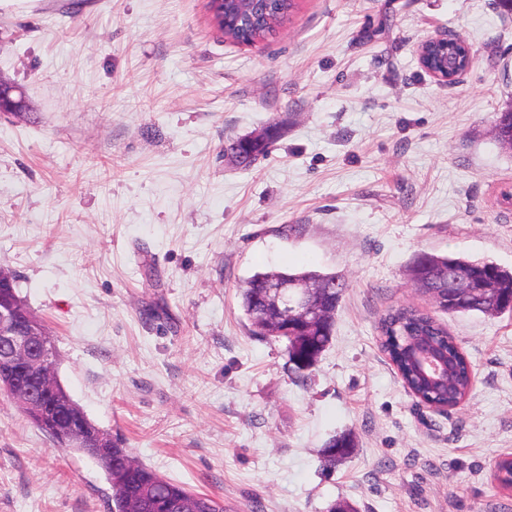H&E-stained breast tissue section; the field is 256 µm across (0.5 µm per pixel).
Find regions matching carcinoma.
Instances as JSON below:
<instances>
[{"mask_svg":"<svg viewBox=\"0 0 512 512\" xmlns=\"http://www.w3.org/2000/svg\"><path fill=\"white\" fill-rule=\"evenodd\" d=\"M294 8V0H281L276 11L262 20L238 27L231 23L222 28L225 38L236 44L256 43L274 36ZM495 127L498 129L497 141L506 150L512 149V105L499 113ZM280 137V132L270 129L261 141L240 143L232 142L245 151L238 165L247 168L256 160L268 155L273 143ZM456 276H472L480 280H490L496 289L489 295L477 293L462 302L447 305L440 297L448 293L452 280ZM278 277L290 282L312 281L329 282L336 279L334 274L318 271H267L257 272L250 277L241 289V307L248 320L252 334L265 336L260 328L266 314V299L269 292V279ZM411 280L416 288L429 294L438 308L450 315H467L481 313L495 315L512 312V271L488 260H468L451 256L423 254L413 263ZM345 284L333 288L326 299L330 311L323 324L315 329L304 330L293 325L291 334L285 337L288 357L296 356L299 360L315 364L329 345L334 331V315L339 305ZM382 347L396 367L407 389L421 401L454 408L469 395L471 382L470 366L466 355L458 346L448 330L431 315L419 309L406 307L389 311L380 323ZM419 337L427 349L438 353L446 352L451 359L448 391L433 397L428 396L418 377L413 373L409 362L410 340ZM356 448L355 436L351 433L334 437L326 444L327 462L333 464L336 459L350 455ZM97 465L103 471H112V500L109 512H125V497L139 498L147 507V512H170L167 504L191 495L194 497L196 512H228L224 502L204 493H195L183 484L171 481L155 470L137 463L118 439L112 443V460L100 459ZM494 479L501 488L512 489V459H503L497 463Z\"/></svg>","mask_w":512,"mask_h":512,"instance_id":"cac0c4a2","label":"carcinoma"}]
</instances>
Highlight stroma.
<instances>
[{
    "mask_svg": "<svg viewBox=\"0 0 512 512\" xmlns=\"http://www.w3.org/2000/svg\"><path fill=\"white\" fill-rule=\"evenodd\" d=\"M459 38L434 79L418 47ZM0 268L43 321L61 383L165 478L236 512H512V314L451 317L415 288L423 254L512 268V16L495 0H295L273 37L227 40L207 0H0ZM275 123L249 169L230 139ZM347 284L330 346L297 371L255 336V272ZM445 324L474 377L421 405L380 342L392 309ZM353 433L336 465L323 449ZM90 458L0 393V512H109Z\"/></svg>",
    "mask_w": 512,
    "mask_h": 512,
    "instance_id": "1",
    "label": "stroma"
}]
</instances>
